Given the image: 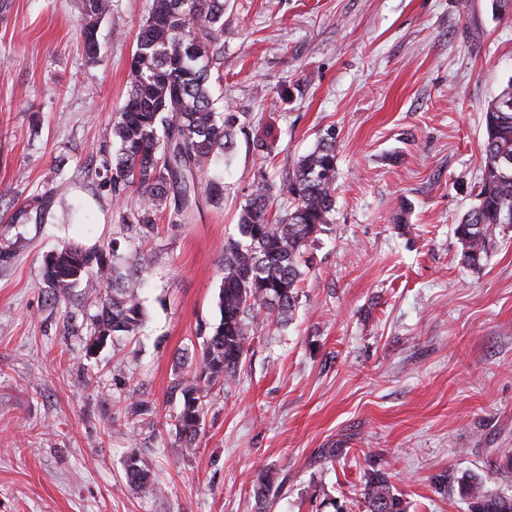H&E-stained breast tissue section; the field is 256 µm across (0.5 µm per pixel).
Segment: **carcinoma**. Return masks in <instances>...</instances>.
Returning a JSON list of instances; mask_svg holds the SVG:
<instances>
[{"label": "carcinoma", "mask_w": 512, "mask_h": 512, "mask_svg": "<svg viewBox=\"0 0 512 512\" xmlns=\"http://www.w3.org/2000/svg\"><path fill=\"white\" fill-rule=\"evenodd\" d=\"M226 0H152L140 25L129 63L126 100L113 124L118 144L104 178L115 199L136 188L139 210L124 218L145 233L154 232V216L170 210L174 224H184L200 200L216 207L224 201V176L213 170L236 148L244 128L238 113L219 110L211 92V70L221 54ZM112 0H82L84 47L98 58L99 21ZM512 79L485 111V165L477 203L457 224L455 233L471 266L487 257L497 230L512 224ZM336 192V133L328 128L316 146L297 160L279 186L265 171L254 174L252 190L240 212V237L224 244L223 283L218 294L220 318L198 351V367L177 383L180 406L170 416V433L191 454L203 428L208 388L233 384L250 347V329L278 330L292 320L301 284L309 268V246L330 223ZM288 196V207L271 212L275 200ZM100 248L64 245L44 256L43 282L51 300L77 283L97 303L85 344L86 354L119 336L136 334L144 322L139 288L144 270L119 271L117 257ZM125 475L138 492L154 496L159 487L140 465L136 452L125 460ZM270 469L258 472L251 497L265 512L276 484ZM468 512H512V496L487 490L475 477L458 481ZM367 512H407L408 502L391 483L388 471L364 476Z\"/></svg>", "instance_id": "1"}]
</instances>
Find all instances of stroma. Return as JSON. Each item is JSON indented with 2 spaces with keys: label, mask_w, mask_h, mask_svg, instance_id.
Listing matches in <instances>:
<instances>
[{
  "label": "stroma",
  "mask_w": 512,
  "mask_h": 512,
  "mask_svg": "<svg viewBox=\"0 0 512 512\" xmlns=\"http://www.w3.org/2000/svg\"><path fill=\"white\" fill-rule=\"evenodd\" d=\"M151 0H112L89 60L81 0H0V512H367L385 468L408 512H467L474 475L512 494V224L480 266L455 228L476 203L489 102L512 80V10L499 0H228L212 92L246 126L222 207L192 223L123 225L101 174ZM336 131V202L310 247L294 317L258 329L236 384L213 389L193 455L167 421L219 319L228 238L256 171L283 181ZM264 134L269 153L249 146ZM118 245L148 272L140 331L96 356L83 287L55 303L43 256ZM148 403L153 415L135 414ZM139 448L163 492L137 493ZM342 454L326 462L323 449ZM445 487H438V480ZM276 472L264 469L258 472L252 485L251 497L254 500L256 512H265L270 496L276 484Z\"/></svg>",
  "instance_id": "35a3bbf8"
}]
</instances>
